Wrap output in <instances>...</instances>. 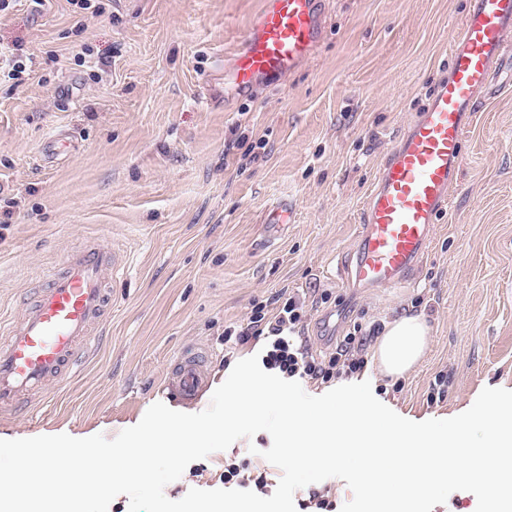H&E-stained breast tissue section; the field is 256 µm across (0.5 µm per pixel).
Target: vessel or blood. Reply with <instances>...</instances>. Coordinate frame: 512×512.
Segmentation results:
<instances>
[{
    "label": "vessel or blood",
    "instance_id": "obj_1",
    "mask_svg": "<svg viewBox=\"0 0 512 512\" xmlns=\"http://www.w3.org/2000/svg\"><path fill=\"white\" fill-rule=\"evenodd\" d=\"M324 27L320 0H264L234 54L239 94L291 73ZM450 76L431 95L379 168L365 202L364 230L350 279L396 288L427 253L433 228L458 175L467 114L480 91L498 92L497 66H512V0H474L449 53ZM120 269L108 243L83 245L50 268L34 302L0 315V416L48 406L51 386L70 382L100 344L99 328ZM203 352H180L170 387L193 400L207 385Z\"/></svg>",
    "mask_w": 512,
    "mask_h": 512
}]
</instances>
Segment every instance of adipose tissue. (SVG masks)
<instances>
[{
	"label": "adipose tissue",
	"instance_id": "ef3b65f1",
	"mask_svg": "<svg viewBox=\"0 0 512 512\" xmlns=\"http://www.w3.org/2000/svg\"><path fill=\"white\" fill-rule=\"evenodd\" d=\"M430 328L423 315L406 313L385 323L373 347L378 375L399 379L414 372L430 346Z\"/></svg>",
	"mask_w": 512,
	"mask_h": 512
}]
</instances>
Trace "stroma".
<instances>
[{
  "mask_svg": "<svg viewBox=\"0 0 512 512\" xmlns=\"http://www.w3.org/2000/svg\"><path fill=\"white\" fill-rule=\"evenodd\" d=\"M263 0H101L75 30L67 0L0 11V47L35 54L22 81L0 80V306L19 311L44 267L96 239L125 276L112 284L102 345L59 387L50 411L0 418V437H116L154 403L205 410L237 361L262 345L224 340L254 303L285 294L306 311L313 352L354 329L423 313V364L382 403L417 420L469 409L483 388L512 390V74L478 93L459 178L433 242L405 284L350 283L364 203L381 163L450 70L449 45L471 0H322L325 29L284 79L237 95L224 62ZM72 155L46 163L48 136ZM291 220L269 229L271 210ZM207 353L195 400L169 388L175 355ZM443 400L428 404L436 376ZM268 433L192 462L164 490L220 489L224 465L261 456Z\"/></svg>",
  "mask_w": 512,
  "mask_h": 512,
  "instance_id": "1",
  "label": "stroma"
}]
</instances>
